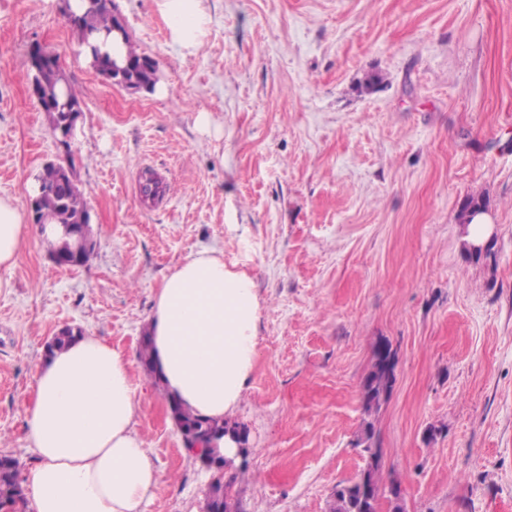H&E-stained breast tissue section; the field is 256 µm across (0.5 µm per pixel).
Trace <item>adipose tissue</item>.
Instances as JSON below:
<instances>
[{
  "mask_svg": "<svg viewBox=\"0 0 512 512\" xmlns=\"http://www.w3.org/2000/svg\"><path fill=\"white\" fill-rule=\"evenodd\" d=\"M203 0H156L170 39L197 51ZM30 233L0 198V267L14 265ZM260 303L253 280L220 254L186 257L164 279L150 316L151 366L195 413L220 419L246 389L257 354ZM131 361L100 336L47 354L35 378L26 437L39 461L25 475L34 512H140L158 484L135 430Z\"/></svg>",
  "mask_w": 512,
  "mask_h": 512,
  "instance_id": "1",
  "label": "adipose tissue"
}]
</instances>
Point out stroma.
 <instances>
[{
    "label": "stroma",
    "mask_w": 512,
    "mask_h": 512,
    "mask_svg": "<svg viewBox=\"0 0 512 512\" xmlns=\"http://www.w3.org/2000/svg\"><path fill=\"white\" fill-rule=\"evenodd\" d=\"M204 5L191 54L155 0H112L158 67L154 89L133 92L84 60L64 0H0V198L29 214L44 164L72 167L96 240L87 262L60 267L36 234L0 269V456L35 466L37 366L77 327L132 362L158 475L141 512H204L212 476L138 349L164 277L220 252L261 303L226 417L248 437L240 512H326L356 480L360 390L382 339L398 355L382 476L405 512H512V0ZM36 41L79 93L69 149L29 93ZM472 201L490 222L479 255L464 240Z\"/></svg>",
    "instance_id": "35a3bbf8"
}]
</instances>
